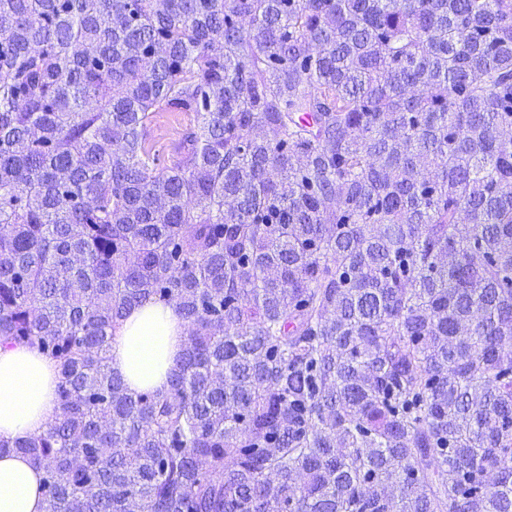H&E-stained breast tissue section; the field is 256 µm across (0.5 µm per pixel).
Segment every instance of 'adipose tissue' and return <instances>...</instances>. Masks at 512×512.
<instances>
[{
    "instance_id": "ef3b65f1",
    "label": "adipose tissue",
    "mask_w": 512,
    "mask_h": 512,
    "mask_svg": "<svg viewBox=\"0 0 512 512\" xmlns=\"http://www.w3.org/2000/svg\"><path fill=\"white\" fill-rule=\"evenodd\" d=\"M184 346L173 307L147 304L127 316L112 340L110 365L132 391L167 386L166 370ZM57 370L36 349L0 347V439L46 429L58 404ZM39 471L20 454L0 457V512H43Z\"/></svg>"
}]
</instances>
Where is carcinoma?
Returning a JSON list of instances; mask_svg holds the SVG:
<instances>
[{"instance_id": "carcinoma-1", "label": "carcinoma", "mask_w": 512, "mask_h": 512, "mask_svg": "<svg viewBox=\"0 0 512 512\" xmlns=\"http://www.w3.org/2000/svg\"><path fill=\"white\" fill-rule=\"evenodd\" d=\"M0 345L43 512H512V0H0ZM200 117L195 112H155L148 125L147 147L158 158L159 168H171L180 160L184 134L197 129ZM183 324L171 306L146 304L134 309L112 340V371L135 392L166 388V370L184 347ZM57 370L36 349L0 347V439L46 429L58 404Z\"/></svg>"}]
</instances>
